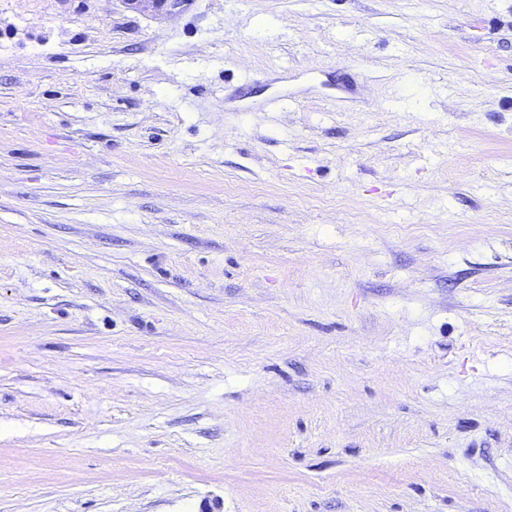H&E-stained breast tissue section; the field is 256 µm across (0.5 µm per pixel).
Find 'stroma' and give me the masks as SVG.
I'll use <instances>...</instances> for the list:
<instances>
[{"label":"stroma","instance_id":"1","mask_svg":"<svg viewBox=\"0 0 512 512\" xmlns=\"http://www.w3.org/2000/svg\"><path fill=\"white\" fill-rule=\"evenodd\" d=\"M0 512H512V0H0Z\"/></svg>","mask_w":512,"mask_h":512}]
</instances>
